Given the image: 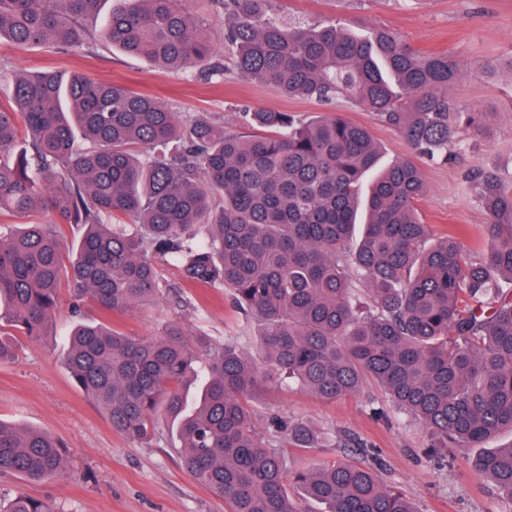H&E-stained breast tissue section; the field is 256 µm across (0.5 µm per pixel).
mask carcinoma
Here are the masks:
<instances>
[{
    "label": "carcinoma",
    "instance_id": "1",
    "mask_svg": "<svg viewBox=\"0 0 512 512\" xmlns=\"http://www.w3.org/2000/svg\"><path fill=\"white\" fill-rule=\"evenodd\" d=\"M100 2L0 0V41L78 53ZM114 2L98 36L126 54L173 71L205 64L210 79L236 72L289 97H346L430 161L448 160L460 118L483 127V113L448 97L461 76L451 56L415 50L398 29L356 33L336 17L295 27L277 0H210L224 10V64L191 0ZM2 79L12 95L0 102V320L42 335L63 281L75 308L88 299L106 316L168 300L156 260L169 257L186 285L230 290L259 326L244 350L175 324L151 337L78 325L65 364L114 430L148 443L175 425L184 470L228 512H304L299 499L324 512H418L356 462L286 468L257 429L255 398L286 380L322 400L372 382L429 435V456L455 449L512 502V443L492 446L512 435V289L493 284L512 280V183L467 175L486 247L466 249L455 228L430 244L420 168L400 158L365 183L381 147L339 113L252 110L242 135L79 73ZM62 224L83 226L71 249ZM268 424L294 448L331 440L288 416ZM72 473L51 433L0 420V476ZM0 512L56 510L18 494Z\"/></svg>",
    "mask_w": 512,
    "mask_h": 512
}]
</instances>
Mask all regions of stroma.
I'll list each match as a JSON object with an SVG mask.
<instances>
[{
  "instance_id": "1",
  "label": "stroma",
  "mask_w": 512,
  "mask_h": 512,
  "mask_svg": "<svg viewBox=\"0 0 512 512\" xmlns=\"http://www.w3.org/2000/svg\"><path fill=\"white\" fill-rule=\"evenodd\" d=\"M279 4L280 18L286 23L341 16L356 29L386 25L404 32L419 51L447 53L459 62L463 76L449 94L461 106L486 113L490 134L462 130L455 156L445 163L423 165L427 192L419 209L431 238L462 227L464 245L481 248L489 237V225L464 174L490 169L512 181V76L504 72L491 80L484 74L487 64L512 59V0H279ZM0 68L85 73L152 96L172 111L207 114L234 132L242 129L237 111L241 105L303 117L329 109L318 100L288 97L237 76L213 83L198 66L179 72L161 69L99 40L78 54L49 44L20 50L5 41L0 43ZM332 109L366 126L383 147L385 161L411 156L400 132L377 122L366 109L341 99ZM157 267L163 281L183 288L174 263L161 260ZM183 290V304H149L112 316L113 328L131 336H152L172 322L217 342L233 336L251 345L255 327L235 313L224 289ZM74 322L72 302L64 292L42 336L16 337L17 360L0 364V419L54 434L69 448L76 471L39 482L0 477V497L24 493L47 498L56 512H225L223 500L184 471L172 443L129 442L76 386L64 364ZM254 406L262 420L279 413L356 437L368 448L362 462L373 465L383 482L402 490L418 512H512V502L500 499L491 483L462 460L428 458L425 432L406 413L387 407L375 384L335 401L283 385L261 393ZM378 407L385 408V417L375 415Z\"/></svg>"
}]
</instances>
